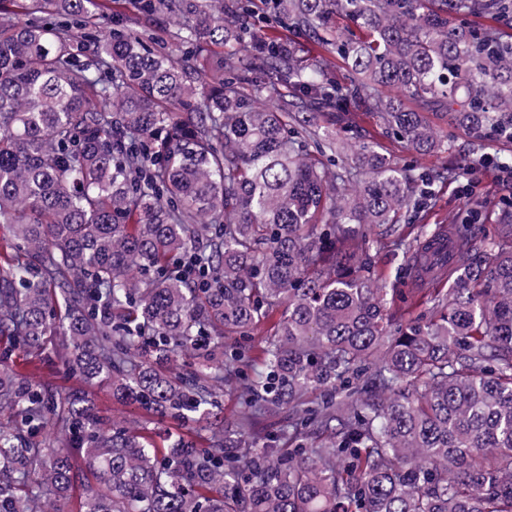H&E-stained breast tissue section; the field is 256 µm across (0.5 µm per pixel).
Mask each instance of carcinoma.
<instances>
[{"label": "carcinoma", "instance_id": "obj_1", "mask_svg": "<svg viewBox=\"0 0 512 512\" xmlns=\"http://www.w3.org/2000/svg\"><path fill=\"white\" fill-rule=\"evenodd\" d=\"M123 3L176 20L169 41L97 35ZM7 13L0 512H62L80 479L62 448L99 484L79 512H512V204L488 235L478 204L457 225L452 288H380L372 255L403 249L419 279L447 264L425 255L434 184L489 159L512 171V0H0ZM270 15L343 72L282 35L253 44ZM353 108L450 164L399 168L313 115ZM15 347L182 435L162 450L104 430L84 391L19 377ZM181 356L185 372L159 371ZM233 383L238 421L198 435ZM280 409L288 424L266 430Z\"/></svg>", "mask_w": 512, "mask_h": 512}]
</instances>
